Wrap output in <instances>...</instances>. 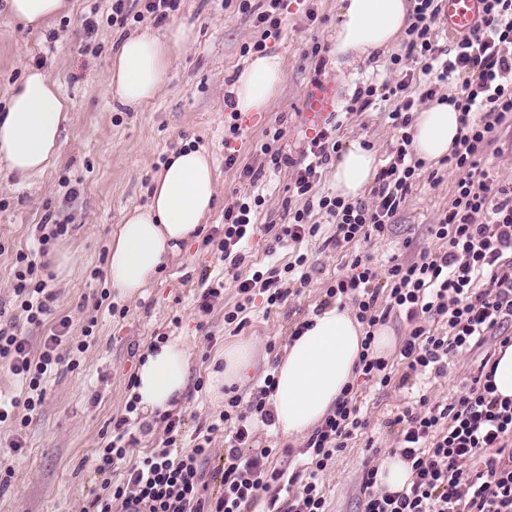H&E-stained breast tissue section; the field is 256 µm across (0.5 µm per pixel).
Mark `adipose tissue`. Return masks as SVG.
I'll list each match as a JSON object with an SVG mask.
<instances>
[{
	"instance_id": "obj_1",
	"label": "adipose tissue",
	"mask_w": 512,
	"mask_h": 512,
	"mask_svg": "<svg viewBox=\"0 0 512 512\" xmlns=\"http://www.w3.org/2000/svg\"><path fill=\"white\" fill-rule=\"evenodd\" d=\"M66 0H8L12 19L33 30L65 12ZM407 22L406 0H341L333 54L339 64L369 58L389 48ZM189 33L171 24L165 36L133 35L115 52L110 93L136 108L148 103L164 84L170 54ZM280 55H255L237 73L230 89L234 111L268 109L283 77ZM69 102L44 71L28 70L0 111V166L26 178L55 162ZM461 114L451 102L433 103L416 113L410 129L412 149L426 163L450 154L463 132ZM374 150L349 143L336 161L332 187L337 196H362L376 175ZM216 175L199 149L171 154L155 176L147 204L128 210L116 225L108 248L107 275L123 298L142 296L179 243L196 238L212 212ZM310 325L289 344L278 362L276 386L269 396L277 429L298 437L331 413L351 384L362 350L364 331L349 310L332 304L311 315ZM188 354L183 340L147 350L135 375L137 406L151 416L168 410L187 385Z\"/></svg>"
}]
</instances>
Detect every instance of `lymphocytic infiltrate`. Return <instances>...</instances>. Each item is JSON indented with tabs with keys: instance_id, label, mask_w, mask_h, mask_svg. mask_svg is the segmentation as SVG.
<instances>
[{
	"instance_id": "lymphocytic-infiltrate-1",
	"label": "lymphocytic infiltrate",
	"mask_w": 512,
	"mask_h": 512,
	"mask_svg": "<svg viewBox=\"0 0 512 512\" xmlns=\"http://www.w3.org/2000/svg\"><path fill=\"white\" fill-rule=\"evenodd\" d=\"M440 0H415L406 29L407 55L421 65L423 74L438 81L458 80L460 91L453 102L462 114L464 134L447 158L458 180L454 199L430 232L442 241L435 252L422 251L405 258L391 257L386 269V293H379L376 270L366 255H355L350 271L327 290L329 297L351 300L358 323L366 328L356 371L364 381L387 387L391 367L374 357L371 344L376 326L391 313L403 315L409 330L398 357L407 376L446 375L449 356L498 338L500 346L512 344V181L495 178L481 164L493 144L496 128L512 125V0H484V16L477 28L456 41L453 50L434 44L432 27L438 19ZM410 80L389 88L398 104L388 117L398 132L396 147L377 173L372 201L347 202L336 196L313 197L311 190L336 157L338 141L320 130L301 159L282 154L278 144L283 129L266 131L260 151L272 168L294 170V208L278 239L300 241L316 236L319 225L309 223L312 210L323 211L334 228L330 245L373 236L385 237L412 191L422 160L410 149L409 127L419 99H431L435 88L414 98ZM262 195L242 198L224 209V234L209 236L204 246L220 252L236 268L246 259L245 249L260 233L256 222ZM13 297L30 326L41 327L54 298L42 277L43 267L26 252L15 256ZM306 255H298L283 269L254 271L239 281L242 298L225 323H235L253 301L254 293L266 296L268 305L285 301L284 281H307ZM441 318L444 330L432 331L430 319ZM69 322L60 320L39 343L0 328V360L26 384L22 398L0 406V422L23 407L32 411L44 400L42 380L61 361L59 348L67 338ZM495 368L484 357L477 375L449 401L420 396L416 407L396 413L388 421L397 431L393 452L409 464L412 478L400 491L381 487L377 467L363 474L362 512H512V400L495 394ZM274 374H267L250 399L231 395L217 423L209 427L191 450L180 451L183 421L163 414L164 437L139 464L130 466L121 483L91 500L92 512H112L120 501L122 512H327L320 475L347 440L366 429L353 387H346L335 410L308 437L303 470L290 473L274 467L279 449L256 443V428L273 426L275 416L267 398L275 388ZM137 408L128 403L125 416L114 419L112 437L94 457V471H114L127 457L129 415ZM224 434V461L212 476L204 466L213 455L210 435ZM217 486H210V479Z\"/></svg>"
}]
</instances>
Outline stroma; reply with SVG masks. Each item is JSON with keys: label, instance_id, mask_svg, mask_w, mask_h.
<instances>
[{"label": "stroma", "instance_id": "1", "mask_svg": "<svg viewBox=\"0 0 512 512\" xmlns=\"http://www.w3.org/2000/svg\"><path fill=\"white\" fill-rule=\"evenodd\" d=\"M70 4L68 13L32 32L14 23L7 0H0V107L29 67L48 73L71 104L53 166L27 179L0 168V242L7 247L0 254V327L15 325L35 340L42 329L63 318L70 322V336H81L85 326L93 328L79 367L72 370L62 364L47 375L44 401L29 413L27 425L0 423V471L10 474L7 483L0 484V512H87L102 483L93 473L94 454L111 436L113 418L125 412L142 355L161 336L183 338L189 348L188 385L173 414L183 417L187 439L211 435L215 456H223V434L208 433L207 428L224 409L210 381L212 364L222 359L225 348L237 343L255 347L252 363L236 387L242 397H249L284 355L296 324L322 306L327 288L348 271L355 254L370 255L382 271L390 255L438 251L441 243L429 226L454 198L456 176L447 165L426 167L389 237L328 246L333 228L315 210L310 220L321 227L317 236L279 242L273 234H260L244 264L234 270L202 240L186 241L142 297L129 300L112 294L106 272L111 230L128 207L147 203L151 180L172 152L204 149L216 168V203L207 230L221 229L225 207L255 191L265 197L258 224H283L292 169H266L255 184L242 175L243 167L263 163L258 148L266 130L282 128L284 153L300 158L316 133L306 120L314 75L336 84L343 107L356 89H381L400 80L402 69L392 65L391 58L405 54L406 47L400 40L355 67L337 65L333 43L340 0H286L281 35L267 42L268 52L285 60L283 79L268 111L235 121L240 133L233 138L226 100L233 76L246 62L242 46L261 34L254 15L225 7L224 0H179L169 19L184 25L189 39L173 50L168 80L156 97L134 109L107 91L110 59L119 39L143 32L160 36L165 25L148 15L124 26L113 24L111 0ZM92 11L98 34L85 44L79 29L83 16ZM316 45L321 55H313ZM395 106V101L377 100L364 111L350 113L335 132L337 140L363 141L374 149L378 163L386 164L397 142L388 118ZM230 153L237 162L229 168L224 158ZM48 218L68 227L51 254L70 252L75 263L67 273L49 279L55 300L43 328L37 329L14 305L13 253L37 251V226ZM302 253L309 260L307 282H291L290 294L278 306H268L263 296H256L244 313L242 330L225 324V312L240 300L236 279L259 269L283 268ZM218 280L224 284L223 294L212 300L210 313H200L201 294ZM104 291L110 294L106 307L98 304ZM485 353L480 347L449 357L447 375L401 388L354 378L368 425L351 437L322 476L329 512H361L363 472L366 466L380 464L396 437L388 419L415 405L420 395L437 400L455 395Z\"/></svg>", "mask_w": 512, "mask_h": 512}]
</instances>
